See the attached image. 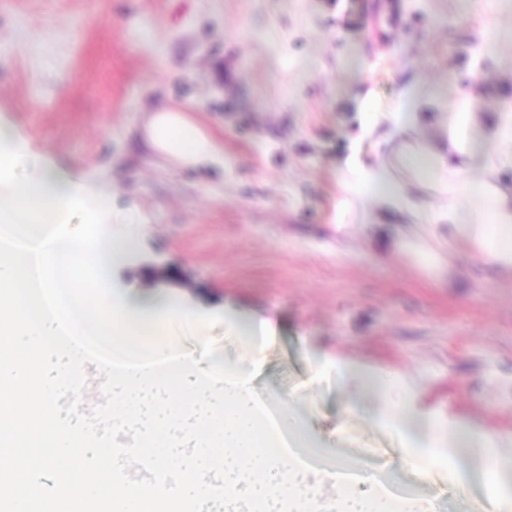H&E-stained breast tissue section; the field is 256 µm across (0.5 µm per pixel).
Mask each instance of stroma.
<instances>
[{"label":"stroma","instance_id":"stroma-1","mask_svg":"<svg viewBox=\"0 0 512 512\" xmlns=\"http://www.w3.org/2000/svg\"><path fill=\"white\" fill-rule=\"evenodd\" d=\"M412 84L427 99L401 132ZM455 99L487 121L512 106V0H0V120L143 221L95 306L188 310L172 345L241 368L225 314L272 319L259 392L295 396L313 433L397 471V494L437 512H462L455 488L399 470L396 437L347 414L338 375L309 369L341 353L411 388L440 424L512 438V271L449 250L448 201L429 184L404 179V211L373 224L342 190L349 155L371 167L430 145ZM181 103L198 104L223 169L181 173L145 146L149 111ZM158 269L167 278L148 282ZM78 381L53 405L66 421L79 406L141 476L138 428L112 433L111 380L86 366Z\"/></svg>","mask_w":512,"mask_h":512}]
</instances>
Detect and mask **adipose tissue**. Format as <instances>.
<instances>
[{"label":"adipose tissue","instance_id":"adipose-tissue-1","mask_svg":"<svg viewBox=\"0 0 512 512\" xmlns=\"http://www.w3.org/2000/svg\"><path fill=\"white\" fill-rule=\"evenodd\" d=\"M146 139L153 150L185 168L224 164L220 145L183 108L155 113ZM490 154L512 164V113H499L488 130L477 113L459 103L447 141L403 156L401 162L418 179L442 184L453 238L467 243L473 256L512 268V196L493 181L468 177L471 161ZM345 166L369 200L388 210L404 207L402 187L388 166L367 169L353 156ZM77 220L96 225V232L66 233V225ZM134 221L133 213L113 206L111 191L92 185L74 168L48 163L13 125L0 122V461L12 473L10 481L0 482V512H79L85 502L99 499L105 512H185L189 506L209 512L216 499L225 512H238L244 497L262 502L264 512H321L319 486H339L347 474L340 468L311 474L307 458L315 454L318 440L295 414L292 400L280 399L277 412H267L251 372L263 365L269 320L253 318L234 328L246 341L250 371L217 359L205 362L195 378L182 380L177 400L166 401L145 435L149 449L143 460L179 470L184 461L166 442L170 425L188 416L210 424L224 448L219 485L183 481L172 494L162 484L143 494L141 487L119 482L121 459L108 456L93 435L58 423L48 396L57 388H76L77 370L74 363L44 357L47 337L65 336L77 344L103 339L113 353L123 355L120 368L105 360L96 365L112 380L117 428L148 401L147 367L175 355L166 327L183 317V310L149 314L120 302L104 310L85 304L83 289L111 287L113 268L138 245L137 234L114 236L105 225ZM332 366L357 395L382 385L379 375L362 366L325 356L313 363L311 375L321 377ZM369 418L399 439L401 465L427 479L450 474L466 491L488 485L496 471L512 469V456L502 455L496 471L460 469L464 449L476 444L494 449V436L477 432L463 419L441 427L418 407L412 392ZM43 439L51 451L31 466L23 449ZM362 480L370 492L340 496L336 512H435L429 500L393 499L371 473Z\"/></svg>","mask_w":512,"mask_h":512}]
</instances>
